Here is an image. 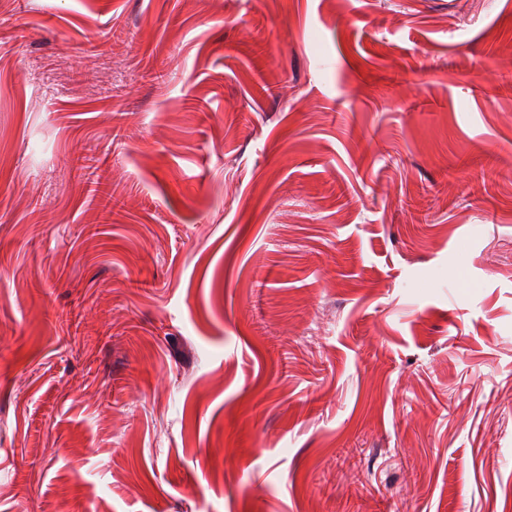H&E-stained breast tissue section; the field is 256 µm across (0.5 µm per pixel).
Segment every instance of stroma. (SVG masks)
Listing matches in <instances>:
<instances>
[{"mask_svg":"<svg viewBox=\"0 0 512 512\" xmlns=\"http://www.w3.org/2000/svg\"><path fill=\"white\" fill-rule=\"evenodd\" d=\"M0 512H512V0H0ZM95 153H84L77 158V162H83V168L86 170V179L88 192L91 197V201L95 200L101 191L102 175L99 174V167L96 166Z\"/></svg>","mask_w":512,"mask_h":512,"instance_id":"stroma-1","label":"stroma"}]
</instances>
